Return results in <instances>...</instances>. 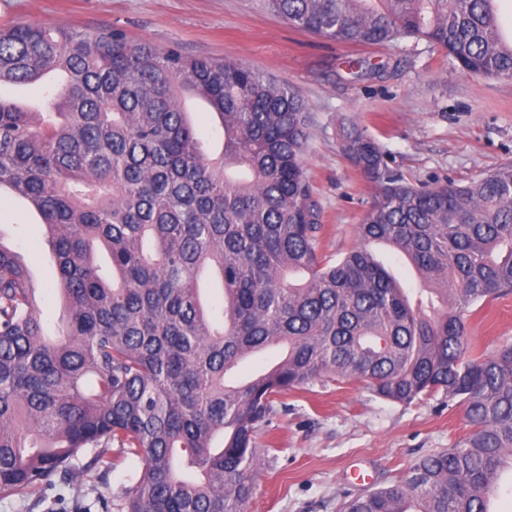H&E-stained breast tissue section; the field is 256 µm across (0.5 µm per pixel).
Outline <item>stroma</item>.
I'll return each instance as SVG.
<instances>
[{
	"instance_id": "stroma-1",
	"label": "stroma",
	"mask_w": 512,
	"mask_h": 512,
	"mask_svg": "<svg viewBox=\"0 0 512 512\" xmlns=\"http://www.w3.org/2000/svg\"><path fill=\"white\" fill-rule=\"evenodd\" d=\"M39 23L174 46L189 56L234 59L293 87L312 116L305 168L322 205L324 254L341 258L375 189L343 154L338 131L352 121L382 148L389 168L417 186L465 184L512 161V79H483L452 65L424 40L345 45L297 31L255 0H0V26ZM364 69L352 73L351 61ZM0 241L15 247L38 288L51 338L65 318L58 275L41 219L18 198L0 196ZM478 352L512 342V294L483 303L466 321ZM467 432L460 408L442 397L402 404L367 381L323 377L278 396L257 435L262 450L245 512H338L357 493L355 474L375 486L406 478L422 456ZM141 470L129 454L116 468L88 474L65 503L32 491L0 499V512H84L118 503Z\"/></svg>"
}]
</instances>
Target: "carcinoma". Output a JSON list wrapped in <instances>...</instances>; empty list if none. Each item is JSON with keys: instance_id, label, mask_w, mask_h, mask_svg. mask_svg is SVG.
<instances>
[{"instance_id": "cac0c4a2", "label": "carcinoma", "mask_w": 512, "mask_h": 512, "mask_svg": "<svg viewBox=\"0 0 512 512\" xmlns=\"http://www.w3.org/2000/svg\"><path fill=\"white\" fill-rule=\"evenodd\" d=\"M500 0H258L341 44L424 39L480 78L512 79ZM43 83L55 120L0 98V189L39 211L68 321L46 338L29 271L0 242V495L79 486L141 457L121 512H244L273 398L354 376L410 404L442 395L470 431L342 512H488L512 464V343L468 342L470 308L512 292V162L422 189L388 172L373 137L340 146L375 188L358 244L320 250L304 166L311 118L291 87L233 59L160 50L119 29L0 28V89ZM219 121L202 149L186 100ZM412 265L411 298L369 246ZM103 248L112 280L100 274ZM440 308L428 313L422 295ZM284 357L228 382L244 359Z\"/></svg>"}]
</instances>
